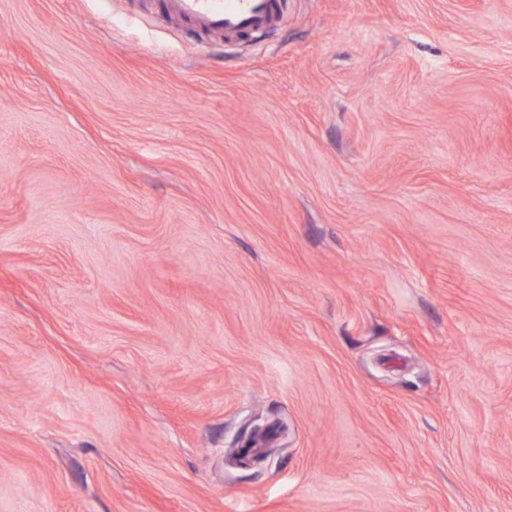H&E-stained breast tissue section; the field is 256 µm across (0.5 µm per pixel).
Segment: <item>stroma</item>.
Wrapping results in <instances>:
<instances>
[{"label": "stroma", "instance_id": "stroma-1", "mask_svg": "<svg viewBox=\"0 0 512 512\" xmlns=\"http://www.w3.org/2000/svg\"><path fill=\"white\" fill-rule=\"evenodd\" d=\"M0 0V512H512V0ZM164 11L223 36L268 29L279 20L282 4L278 0H164Z\"/></svg>", "mask_w": 512, "mask_h": 512}]
</instances>
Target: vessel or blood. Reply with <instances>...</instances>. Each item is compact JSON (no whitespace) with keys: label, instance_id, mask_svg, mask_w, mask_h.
Wrapping results in <instances>:
<instances>
[{"label":"vessel or blood","instance_id":"1","mask_svg":"<svg viewBox=\"0 0 512 512\" xmlns=\"http://www.w3.org/2000/svg\"><path fill=\"white\" fill-rule=\"evenodd\" d=\"M164 9L223 36L268 29L278 21L282 5L280 0H164Z\"/></svg>","mask_w":512,"mask_h":512}]
</instances>
